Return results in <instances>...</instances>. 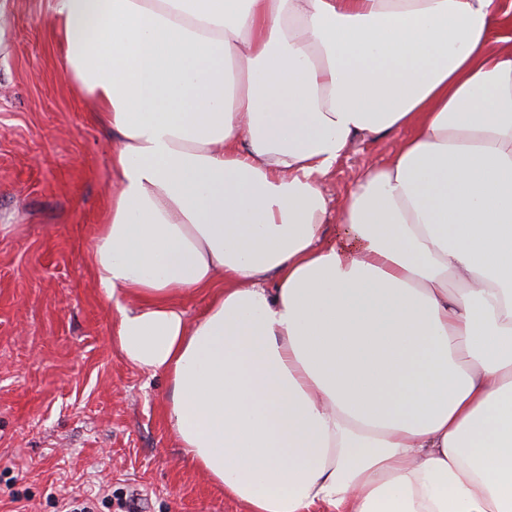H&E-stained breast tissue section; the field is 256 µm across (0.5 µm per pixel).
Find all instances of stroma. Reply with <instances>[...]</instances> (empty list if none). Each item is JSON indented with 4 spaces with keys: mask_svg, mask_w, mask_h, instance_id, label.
Wrapping results in <instances>:
<instances>
[{
    "mask_svg": "<svg viewBox=\"0 0 512 512\" xmlns=\"http://www.w3.org/2000/svg\"><path fill=\"white\" fill-rule=\"evenodd\" d=\"M51 0H12L0 54V512H246L189 464L165 416L167 381L112 344V306L86 257L114 189L110 139L59 64ZM401 139H358L324 178L337 202Z\"/></svg>",
    "mask_w": 512,
    "mask_h": 512,
    "instance_id": "1",
    "label": "stroma"
}]
</instances>
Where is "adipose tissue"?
Listing matches in <instances>:
<instances>
[{"instance_id":"adipose-tissue-1","label":"adipose tissue","mask_w":512,"mask_h":512,"mask_svg":"<svg viewBox=\"0 0 512 512\" xmlns=\"http://www.w3.org/2000/svg\"><path fill=\"white\" fill-rule=\"evenodd\" d=\"M116 136L112 343L247 512H512V25L499 0H52ZM406 131L338 209L357 139ZM337 219L344 232L327 240ZM209 299L186 319L178 296Z\"/></svg>"}]
</instances>
